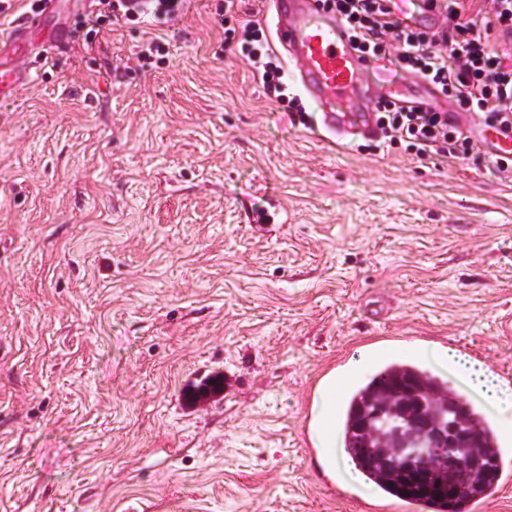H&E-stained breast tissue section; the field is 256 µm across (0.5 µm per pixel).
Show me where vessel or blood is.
Masks as SVG:
<instances>
[{
  "label": "vessel or blood",
  "instance_id": "obj_1",
  "mask_svg": "<svg viewBox=\"0 0 512 512\" xmlns=\"http://www.w3.org/2000/svg\"><path fill=\"white\" fill-rule=\"evenodd\" d=\"M273 11L275 36L304 92L317 104L323 127L346 137L374 136V114L365 103L367 92L361 76L372 65L370 58L354 52L342 22L327 13L319 0H268ZM58 0H42L41 10L20 17L0 45L22 58L21 66L0 69V90L26 86L32 76L26 65L29 30L41 15L56 11ZM476 147L492 157L512 158V132L486 126L475 113L453 112Z\"/></svg>",
  "mask_w": 512,
  "mask_h": 512
}]
</instances>
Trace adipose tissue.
<instances>
[{"label":"adipose tissue","instance_id":"ef3b65f1","mask_svg":"<svg viewBox=\"0 0 512 512\" xmlns=\"http://www.w3.org/2000/svg\"><path fill=\"white\" fill-rule=\"evenodd\" d=\"M434 359L447 366L459 389L477 397L478 402L500 423L512 427V385L499 379L481 361L458 354L447 347L434 352ZM314 418L318 422L312 437L330 464H338L336 455V390L331 377H324L317 386L313 400Z\"/></svg>","mask_w":512,"mask_h":512}]
</instances>
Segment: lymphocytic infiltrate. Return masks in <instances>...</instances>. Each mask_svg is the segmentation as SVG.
Listing matches in <instances>:
<instances>
[{
    "instance_id": "1",
    "label": "lymphocytic infiltrate",
    "mask_w": 512,
    "mask_h": 512,
    "mask_svg": "<svg viewBox=\"0 0 512 512\" xmlns=\"http://www.w3.org/2000/svg\"><path fill=\"white\" fill-rule=\"evenodd\" d=\"M91 26L103 19L130 22L141 15L168 21L183 0H98ZM327 8L348 26L357 50L371 60H393L397 70L435 84L465 112L480 115L487 125L512 131V0H427L443 21L438 30L400 26L393 20L394 0H325ZM238 53L255 69L266 95L286 111L297 108L289 99L282 69L273 62L260 21L233 33ZM381 138L406 145L423 155L436 151L456 160L473 153L470 137L433 109L405 111L381 101L375 107Z\"/></svg>"
}]
</instances>
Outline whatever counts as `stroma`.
I'll list each match as a JSON object with an SVG mask.
<instances>
[{
  "label": "stroma",
  "mask_w": 512,
  "mask_h": 512,
  "mask_svg": "<svg viewBox=\"0 0 512 512\" xmlns=\"http://www.w3.org/2000/svg\"><path fill=\"white\" fill-rule=\"evenodd\" d=\"M223 2L89 44L61 6L0 101V512H364L303 440L322 372L382 336L512 368V178L338 138L289 71L291 121ZM31 76V66L26 65L25 61L21 66L15 68L0 69V95L3 89H9V92L13 93L26 86L30 82Z\"/></svg>",
  "instance_id": "35a3bbf8"
}]
</instances>
